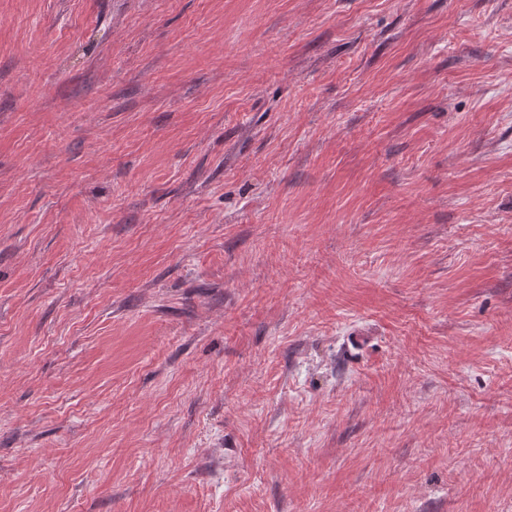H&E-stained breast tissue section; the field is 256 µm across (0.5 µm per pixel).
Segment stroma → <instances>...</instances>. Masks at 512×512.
I'll use <instances>...</instances> for the list:
<instances>
[{"label": "stroma", "instance_id": "obj_1", "mask_svg": "<svg viewBox=\"0 0 512 512\" xmlns=\"http://www.w3.org/2000/svg\"><path fill=\"white\" fill-rule=\"evenodd\" d=\"M0 512H512V0H0Z\"/></svg>", "mask_w": 512, "mask_h": 512}]
</instances>
